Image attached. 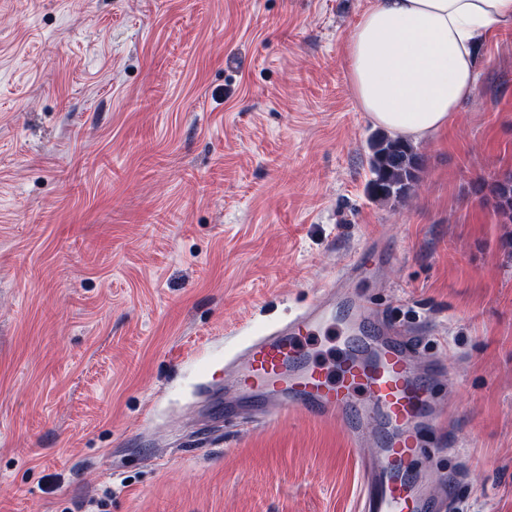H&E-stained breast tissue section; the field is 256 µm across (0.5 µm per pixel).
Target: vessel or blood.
Instances as JSON below:
<instances>
[{
	"label": "vessel or blood",
	"mask_w": 512,
	"mask_h": 512,
	"mask_svg": "<svg viewBox=\"0 0 512 512\" xmlns=\"http://www.w3.org/2000/svg\"><path fill=\"white\" fill-rule=\"evenodd\" d=\"M360 266V258H352L335 287L303 313L253 338L239 355L236 386L303 406L325 420L345 419L354 444L364 428L385 429L378 456L363 466L362 512H432L433 500L419 492L411 472L421 451L413 424L428 418L432 430L442 434L448 424L430 412V376L413 371L416 339L399 332L370 335L354 325L342 354L321 349L342 316L337 290Z\"/></svg>",
	"instance_id": "vessel-or-blood-1"
}]
</instances>
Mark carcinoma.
<instances>
[{"mask_svg":"<svg viewBox=\"0 0 512 512\" xmlns=\"http://www.w3.org/2000/svg\"><path fill=\"white\" fill-rule=\"evenodd\" d=\"M372 155L368 182L369 195L376 201L403 202L418 185L423 167L422 155L410 141L378 134L370 144ZM475 192L492 201L503 223H512V174L479 183Z\"/></svg>","mask_w":512,"mask_h":512,"instance_id":"cac0c4a2","label":"carcinoma"}]
</instances>
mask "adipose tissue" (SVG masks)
Here are the masks:
<instances>
[{"label":"adipose tissue","instance_id":"ef3b65f1","mask_svg":"<svg viewBox=\"0 0 512 512\" xmlns=\"http://www.w3.org/2000/svg\"><path fill=\"white\" fill-rule=\"evenodd\" d=\"M512 27V0H376L345 42L361 111L395 137L421 142L474 91L476 50Z\"/></svg>","mask_w":512,"mask_h":512}]
</instances>
